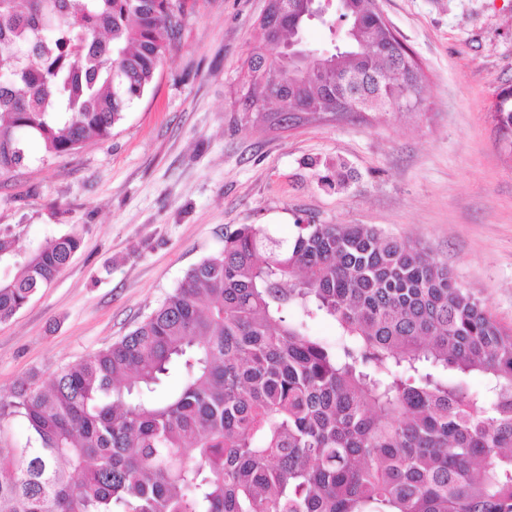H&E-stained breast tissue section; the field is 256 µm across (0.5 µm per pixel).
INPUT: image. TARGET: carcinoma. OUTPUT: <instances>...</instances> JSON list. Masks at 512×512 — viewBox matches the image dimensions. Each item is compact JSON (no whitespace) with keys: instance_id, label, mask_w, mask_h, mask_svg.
<instances>
[{"instance_id":"1","label":"carcinoma","mask_w":512,"mask_h":512,"mask_svg":"<svg viewBox=\"0 0 512 512\" xmlns=\"http://www.w3.org/2000/svg\"><path fill=\"white\" fill-rule=\"evenodd\" d=\"M312 0L259 20L247 70L292 129L421 110L423 82L374 0H339L340 44L294 67L274 48ZM175 0H0V176L32 147L105 140L151 85ZM512 147V90L494 115ZM343 188V163L315 171ZM224 232L133 330L0 397V512H512V328L448 267L365 224ZM77 232L25 254L0 236V323L49 287ZM329 319L336 341L309 331ZM477 375L483 388L469 378ZM174 388L162 390L170 379ZM19 420L26 440L4 438Z\"/></svg>"}]
</instances>
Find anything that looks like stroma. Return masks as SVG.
<instances>
[{"label": "stroma", "mask_w": 512, "mask_h": 512, "mask_svg": "<svg viewBox=\"0 0 512 512\" xmlns=\"http://www.w3.org/2000/svg\"><path fill=\"white\" fill-rule=\"evenodd\" d=\"M152 85L108 139L0 177V235L75 231L55 282L0 323V396L127 334L222 248L226 228L366 224L425 247L512 327V148L493 117L512 87V0H377L421 69L425 107L275 130L238 107L267 0H182ZM356 177L320 186L311 162Z\"/></svg>", "instance_id": "35a3bbf8"}]
</instances>
